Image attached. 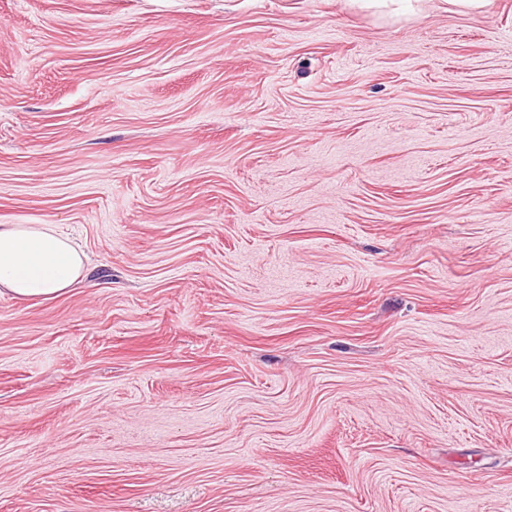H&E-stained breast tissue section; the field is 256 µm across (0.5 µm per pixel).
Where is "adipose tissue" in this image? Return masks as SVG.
Returning <instances> with one entry per match:
<instances>
[{"instance_id":"obj_1","label":"adipose tissue","mask_w":512,"mask_h":512,"mask_svg":"<svg viewBox=\"0 0 512 512\" xmlns=\"http://www.w3.org/2000/svg\"><path fill=\"white\" fill-rule=\"evenodd\" d=\"M87 273L80 246L55 226L0 225V295L20 302L49 301Z\"/></svg>"}]
</instances>
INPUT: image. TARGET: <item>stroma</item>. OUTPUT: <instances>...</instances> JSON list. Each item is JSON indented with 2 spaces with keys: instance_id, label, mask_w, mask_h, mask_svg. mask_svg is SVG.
Here are the masks:
<instances>
[{
  "instance_id": "1",
  "label": "stroma",
  "mask_w": 512,
  "mask_h": 512,
  "mask_svg": "<svg viewBox=\"0 0 512 512\" xmlns=\"http://www.w3.org/2000/svg\"><path fill=\"white\" fill-rule=\"evenodd\" d=\"M0 512H512V0H0ZM351 6L385 19L417 17L423 12V0H350ZM86 256L53 224L0 225V295L49 301L83 280Z\"/></svg>"
}]
</instances>
